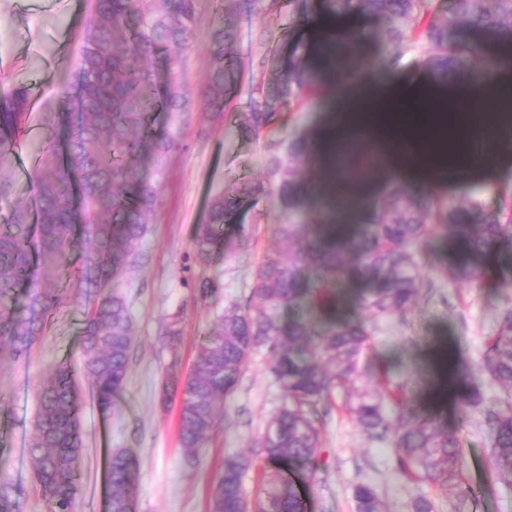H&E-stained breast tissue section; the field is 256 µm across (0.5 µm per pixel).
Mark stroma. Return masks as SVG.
Here are the masks:
<instances>
[{"label":"stroma","instance_id":"1","mask_svg":"<svg viewBox=\"0 0 512 512\" xmlns=\"http://www.w3.org/2000/svg\"><path fill=\"white\" fill-rule=\"evenodd\" d=\"M269 0H198L195 36L186 48H169L157 63L159 80L178 82L187 105L176 120L156 113L157 128L173 134L177 148L151 176L158 198L149 232L137 246L138 262L116 282L131 304L134 334L130 370L117 412L102 411L81 385L80 423L83 454L79 460L78 512H107L108 460L125 449L140 463L136 512H208L210 486L226 456L253 453L268 419L281 404V392L268 369L266 352L257 353L235 395L224 401L222 421L207 448L187 462L177 441L178 399L159 402V388L169 368L188 371L204 337L222 308L244 302L263 257L282 249L277 227L287 213L270 190V144L310 136L324 108L320 94L299 111L282 112L253 136L236 134L249 110L253 88L287 95L283 66L302 44L312 43L303 16L324 11L323 0H283L281 11ZM93 0H0V95L14 82L30 85L28 115L16 136V149L32 154L43 135L42 112L58 91L72 84ZM234 30L225 43L237 61L236 81L224 112L209 111L202 96L211 55V31L217 22ZM0 180L9 193L0 199V227L15 206L30 205L35 193L33 170L8 163ZM237 191L240 207L225 225L229 249L206 265L193 257V240L208 219L211 199ZM439 230L417 249L423 296L405 313L370 319L371 361L402 376L411 405L441 416L460 441L456 478L459 491L446 493L402 476L387 443L369 439L335 397L319 422V470L301 495L307 512H357L356 486L371 485L383 512H410L416 496L434 503V512H512V479L501 478L494 465L482 415H460L440 360L454 354L478 365L484 343L500 313L512 306V271L495 287L481 288L450 277L457 254ZM219 286L208 302L197 298L198 282ZM62 302L47 318L46 328L28 359L0 362V482L21 487L23 512H47L27 455L37 414V387L55 364L81 365V343L88 311L100 294L94 285L61 273ZM178 321L180 339L169 345L162 329Z\"/></svg>","mask_w":512,"mask_h":512}]
</instances>
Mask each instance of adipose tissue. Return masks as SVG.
Wrapping results in <instances>:
<instances>
[{
    "label": "adipose tissue",
    "instance_id": "obj_1",
    "mask_svg": "<svg viewBox=\"0 0 512 512\" xmlns=\"http://www.w3.org/2000/svg\"><path fill=\"white\" fill-rule=\"evenodd\" d=\"M334 81L333 96L326 102L316 127L318 153L322 168L321 196L328 206L336 207L339 219L350 213L349 203L364 198L373 186L364 181H350L340 175L333 164V152L339 144L350 142L357 127L367 128L372 137L369 148L381 154L386 165L383 175L399 174L418 188L435 184L440 168H447L450 186H462L478 172H496L503 164L499 150L501 142L512 139V110L497 107L496 101L503 85L512 80V70L506 69L502 59L489 57L479 69L469 73L462 83H449L438 88L422 81H405L384 71L363 69L352 83L338 81L335 73H328ZM472 88L467 107L470 128L469 143L459 142L450 134L453 117H445L434 124L430 100L438 92L456 95L459 86ZM419 117L422 126L413 130L411 146L401 151L397 140L407 117ZM493 136L494 145L483 158L469 154L470 142Z\"/></svg>",
    "mask_w": 512,
    "mask_h": 512
}]
</instances>
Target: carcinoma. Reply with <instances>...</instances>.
<instances>
[{
  "label": "carcinoma",
  "mask_w": 512,
  "mask_h": 512,
  "mask_svg": "<svg viewBox=\"0 0 512 512\" xmlns=\"http://www.w3.org/2000/svg\"><path fill=\"white\" fill-rule=\"evenodd\" d=\"M198 0H96L81 48L75 83L60 91L43 122L63 119L71 128L65 153L52 143L38 154L34 213L17 210L10 229L0 230V356L23 360L42 335L48 312L60 301L56 282L45 281L19 299L15 291L28 284L33 263L59 269L76 224L94 225L85 243V264L79 277L92 279L102 291L88 313L83 341V377L105 412L112 411L127 379L133 316L114 282L136 264L135 246L145 236L157 195L137 168L142 153L159 165L177 146L175 137L156 130L151 112L182 111L186 96L174 82L155 78L152 59L171 44L185 47L194 34ZM326 18L356 22L370 17L383 27L392 64L409 51L440 85L470 72L487 59L483 44L455 36V30L505 35L512 41V0H325ZM418 31L415 38L409 32ZM226 33L219 22L211 34L213 49L205 96L216 112L224 111L235 82L236 62L224 50ZM359 29L338 28L323 34L313 49L324 65L348 79L356 75L355 48ZM284 81L295 102L319 92L310 66L293 54ZM30 89L18 85L0 97V166L10 161L16 132L27 112ZM80 111H71L72 101ZM285 106L275 95L253 89L251 112L238 124L243 135L255 134ZM436 112L458 114L457 133L466 138L469 123L460 97L433 103ZM314 154L312 139H295L269 157L274 189L288 216H298L318 184L298 177L303 159ZM377 156L350 147L338 151L342 176L360 180L377 167ZM493 206L418 194L388 183L381 194L360 204L359 224H310L297 236L296 223L286 220L278 234L288 252L267 254L255 284L243 303L224 309L197 351L185 376L173 368L162 380L160 403L180 394L178 440L187 460L196 458L217 430L219 404L234 395L253 355L266 349L269 372L282 390L284 403L267 422L256 454H232L210 490L209 512H305L304 501L289 477L292 466L308 477L318 469L319 407L333 401L340 389L365 372L371 389L349 394L345 410L370 437L388 441L397 469L414 481L455 491L459 455L457 434L431 413L407 406L406 382L376 370L362 360L370 348L368 321L336 314V288L360 284V308L371 317L404 312L418 299L422 286L414 247L435 226L451 229L459 251L474 259L451 270L460 282H486L490 269L482 261L512 257V185L494 190ZM238 207L233 194L216 195L208 222L199 226L193 249L206 264L224 248V224ZM308 302L322 320L316 326L299 319L281 320V311ZM485 376L502 397L486 405L477 379ZM453 385L460 389L459 408L484 406V426L491 439L496 469L512 476V307L500 315L489 337L478 371L455 365ZM80 390L66 363L51 368L38 390L39 412L28 456L34 478L49 512H76L79 498L77 464L81 452ZM140 465L125 450L109 462L108 512H135ZM256 476V493L248 498L243 478ZM358 512H382L375 490L355 489ZM23 491L0 484V512H22Z\"/></svg>",
  "instance_id": "obj_1"
}]
</instances>
